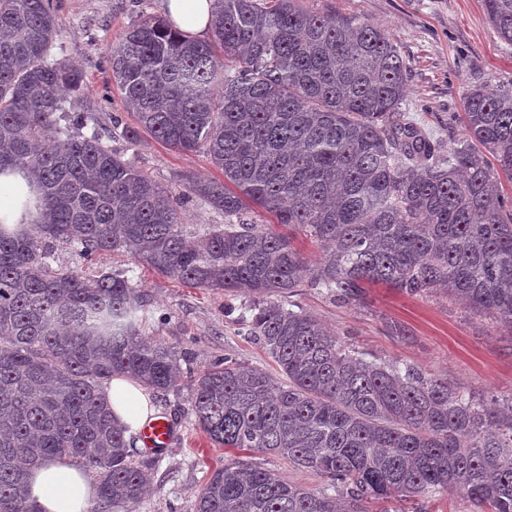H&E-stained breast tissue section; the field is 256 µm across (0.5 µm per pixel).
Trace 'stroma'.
Here are the masks:
<instances>
[{"label":"stroma","instance_id":"1","mask_svg":"<svg viewBox=\"0 0 512 512\" xmlns=\"http://www.w3.org/2000/svg\"><path fill=\"white\" fill-rule=\"evenodd\" d=\"M314 14L356 16L384 29L409 70L401 110L421 126L441 150L464 138L463 97L476 87L512 89V45L505 44L489 22L484 0H296ZM62 26L53 54L85 77L81 98L65 107L95 113L102 125L135 128L112 83L107 47L112 38L140 16L164 17L163 0H58ZM109 147L136 169L169 189L190 181L221 179L204 152L183 154L147 131L135 139L118 134ZM54 263L79 269L86 276L99 270L124 272L151 295L153 304L143 329L146 338L185 352L177 390L152 392L158 416L173 428L170 445L157 464H150L145 494L119 512H195L197 497L215 467L241 461L278 473L312 488L327 482L309 471L292 468L272 453L227 451L214 447L198 428L191 392L199 374L215 359L229 356L271 368L265 350L245 336L239 322L240 297L189 288L127 258L109 255L83 261L64 245ZM335 330L364 360L410 366L446 381L449 388L486 399L512 398V325L490 314H475L442 293L410 296L384 285L365 288L356 302L339 304L325 289L302 286L293 297ZM405 333L389 335L388 322ZM400 512H472L467 496L443 490L399 502Z\"/></svg>","mask_w":512,"mask_h":512}]
</instances>
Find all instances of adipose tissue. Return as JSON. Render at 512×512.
Masks as SVG:
<instances>
[{"label":"adipose tissue","instance_id":"1","mask_svg":"<svg viewBox=\"0 0 512 512\" xmlns=\"http://www.w3.org/2000/svg\"><path fill=\"white\" fill-rule=\"evenodd\" d=\"M165 13L176 30L200 34L209 27L213 0H164ZM113 415L129 429H140L155 414L146 389L121 377L106 390ZM28 499L35 512H90L95 484L85 471L63 458L35 469L28 480Z\"/></svg>","mask_w":512,"mask_h":512}]
</instances>
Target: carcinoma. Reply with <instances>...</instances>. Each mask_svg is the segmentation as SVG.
Masks as SVG:
<instances>
[{
  "label": "carcinoma",
  "mask_w": 512,
  "mask_h": 512,
  "mask_svg": "<svg viewBox=\"0 0 512 512\" xmlns=\"http://www.w3.org/2000/svg\"><path fill=\"white\" fill-rule=\"evenodd\" d=\"M212 38L144 17L108 46L112 82L138 124L182 153L203 149L224 181L160 187L110 149L90 112L59 127L84 76L53 58V0H0V179L20 181L16 221L0 222V512H33L32 469L60 458L93 471L96 506L138 499L136 438L104 387L124 377L175 387L181 353L142 337L151 306L115 272L49 262L126 256L193 287L245 299L246 335L278 376L224 358L194 384L199 428L218 448L276 453L329 481L310 490L238 462L214 469L196 512H351L448 486L478 512H512V401L480 400L412 368L368 362L279 298L302 275L342 302L385 283L441 292L512 324V90L464 98L466 135L444 156L402 115L408 67L381 28L317 15L295 0H215ZM512 44V0H484ZM197 198L224 223L189 236ZM272 217L247 221V206ZM280 226L315 240V264Z\"/></svg>",
  "instance_id": "carcinoma-1"
}]
</instances>
